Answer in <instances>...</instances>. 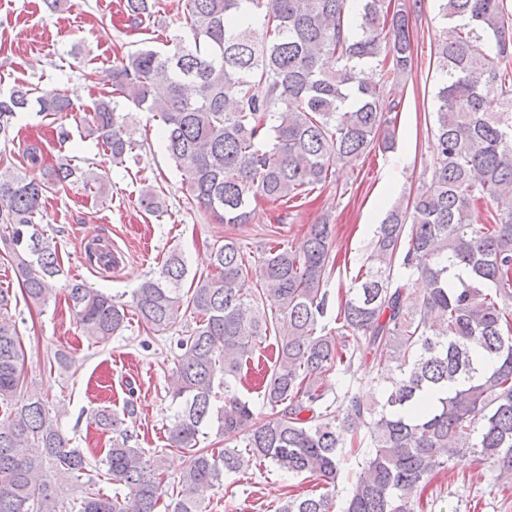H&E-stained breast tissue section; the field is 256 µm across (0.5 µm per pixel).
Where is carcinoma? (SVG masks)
I'll return each mask as SVG.
<instances>
[{"label":"carcinoma","mask_w":512,"mask_h":512,"mask_svg":"<svg viewBox=\"0 0 512 512\" xmlns=\"http://www.w3.org/2000/svg\"><path fill=\"white\" fill-rule=\"evenodd\" d=\"M452 37L435 46L439 74L433 128L436 161L426 189L396 204L379 225L354 287L338 298L336 331L321 322L324 288L335 268L333 225L313 224L299 242L271 248L264 282L252 288L233 237L211 247L212 271L188 275L173 252L160 271L122 302L86 284L68 300L86 336L118 335L133 310L142 329L163 334L182 309L195 326L178 338L168 393L174 407L169 447L189 454L176 497L164 502L163 458L130 445L124 419L94 412L112 446L92 462L59 428L60 409L40 394L21 397L25 350L11 320L16 293L0 288V512H62L57 484L100 469L118 489L90 488L77 512H202L224 475L268 463L305 476L324 492L291 494L278 512H424L430 476L461 454L512 476V9L508 0H437ZM412 5L394 0H187L192 40L165 41L114 54L112 94L92 101L87 135L121 164L135 147L128 108L162 122L168 161L182 175L186 203L218 224H250L253 201L288 203L332 176L395 145V86L414 64ZM156 0H125L140 29ZM380 66L379 80H360ZM66 117V91L30 85L0 89V139L9 141L18 111ZM46 146H27L39 176H0V244L26 303L42 307L56 292L57 242L35 222L47 195L75 176L88 189L102 177L69 165L47 168ZM139 205L165 202L142 187ZM90 264L118 263L109 245L87 247ZM278 310L266 312L262 296ZM275 352L260 397L268 410L232 390L269 330ZM336 375L358 376L380 396L347 388L342 410L329 401ZM239 435L237 448L199 447L207 430ZM365 451L338 498L342 449Z\"/></svg>","instance_id":"carcinoma-1"}]
</instances>
